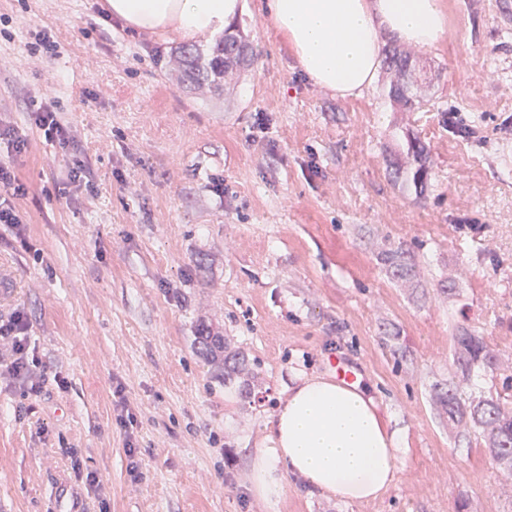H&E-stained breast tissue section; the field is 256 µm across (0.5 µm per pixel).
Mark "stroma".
<instances>
[{
    "label": "stroma",
    "instance_id": "1",
    "mask_svg": "<svg viewBox=\"0 0 512 512\" xmlns=\"http://www.w3.org/2000/svg\"><path fill=\"white\" fill-rule=\"evenodd\" d=\"M264 4L232 27L255 62L215 88L183 76L185 39L103 20L108 0H0V118L27 140L28 188L19 231L0 227V316L27 313L44 369L34 399L0 381V512H512V475L438 403L452 381L466 406L507 392L462 377L453 338L512 357V0H444L410 112L383 72L355 97L315 86ZM39 32L55 55L27 56ZM45 104L74 147L31 125ZM77 158L98 194L59 199ZM203 328L246 373L223 380ZM333 355L398 433L393 483L348 503L292 475L268 507L253 452L293 375ZM201 336H197L198 344L201 345V349L205 353L206 357L214 361L215 359H219L222 357L223 361V378L225 380V357H224V338L223 336H211L209 331L205 329L201 330Z\"/></svg>",
    "mask_w": 512,
    "mask_h": 512
}]
</instances>
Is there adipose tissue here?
<instances>
[{"label": "adipose tissue", "instance_id": "1", "mask_svg": "<svg viewBox=\"0 0 512 512\" xmlns=\"http://www.w3.org/2000/svg\"><path fill=\"white\" fill-rule=\"evenodd\" d=\"M114 17L151 33L209 40L241 12L242 0H108ZM266 17L318 87L347 97L375 79L383 34L432 49L448 32L442 0H266ZM399 439L360 388L326 375H294L272 421L270 445L255 449L249 489L276 505L294 474L342 501L381 497L398 468Z\"/></svg>", "mask_w": 512, "mask_h": 512}]
</instances>
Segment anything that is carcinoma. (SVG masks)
<instances>
[{
  "label": "carcinoma",
  "mask_w": 512,
  "mask_h": 512,
  "mask_svg": "<svg viewBox=\"0 0 512 512\" xmlns=\"http://www.w3.org/2000/svg\"><path fill=\"white\" fill-rule=\"evenodd\" d=\"M252 54L248 44L237 35L227 34L224 41L217 45L208 62L202 61L201 54L192 49L183 51L181 65L185 75L198 83L212 78L231 77L241 68L251 63ZM383 67L391 74L389 97L408 110L419 109L423 100L411 93L417 82L415 67L411 64V54L396 47H388L382 59ZM458 368L464 374L474 369H481L491 375L508 371L501 363L498 354L490 347L486 338L469 333L458 332L454 337ZM198 344L206 357L215 360L224 356V337L214 336L201 330ZM461 397L453 385H448V392L442 397V405L448 410V419L456 417ZM509 401L497 396L478 401L470 409V419L475 431L489 446L493 463L500 468L512 471V409Z\"/></svg>",
  "instance_id": "cac0c4a2"
}]
</instances>
